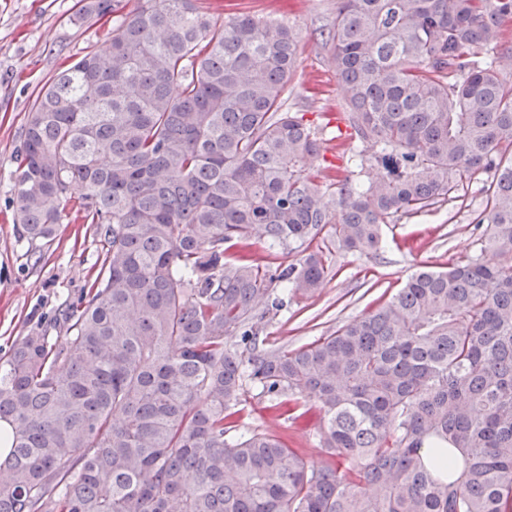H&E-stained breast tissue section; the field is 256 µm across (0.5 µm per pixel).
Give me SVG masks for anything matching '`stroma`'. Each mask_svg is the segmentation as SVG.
I'll use <instances>...</instances> for the list:
<instances>
[{"label": "stroma", "mask_w": 512, "mask_h": 512, "mask_svg": "<svg viewBox=\"0 0 512 512\" xmlns=\"http://www.w3.org/2000/svg\"><path fill=\"white\" fill-rule=\"evenodd\" d=\"M340 0H197L216 19L246 13L288 23L300 41L297 70L288 86V107L295 112H345L336 74L330 61L326 33ZM79 0H0V357L14 342L33 331L64 335V311L85 297L100 267V249L90 225L79 220L60 224L51 246L35 247L20 239L13 221L14 193L10 174L22 142L27 112L41 88L61 69L85 53L105 48L112 37L111 19L81 21ZM324 160L312 163L319 185L330 177H357L367 184L377 168L366 164L353 175L346 157H358L361 142L336 146L324 143ZM477 176L454 201L431 212L384 226V246L370 256L336 257L337 274L317 292L289 296L278 312L260 320L269 343L299 346L312 342L355 316L364 314L383 293L399 288L421 265L445 267L484 247L475 222L483 208ZM238 433L267 430L299 449L308 461L324 459L315 444L319 418L306 408L297 418L275 416L257 390L248 391L237 407Z\"/></svg>", "instance_id": "stroma-1"}]
</instances>
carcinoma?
<instances>
[{
    "mask_svg": "<svg viewBox=\"0 0 512 512\" xmlns=\"http://www.w3.org/2000/svg\"><path fill=\"white\" fill-rule=\"evenodd\" d=\"M112 39L39 92L16 155L14 224L52 242L71 197L100 242L68 335L0 358V512H512V264L412 273L368 313L265 348L274 287L311 294L337 256L487 175L484 248L512 255V0H341L327 33L372 151L367 187L322 189V129L285 110L298 41L193 0H80ZM297 252L286 267L233 247ZM237 338L234 346L228 340ZM252 386L312 403L309 463L276 435L235 440Z\"/></svg>",
    "mask_w": 512,
    "mask_h": 512,
    "instance_id": "carcinoma-1",
    "label": "carcinoma"
}]
</instances>
